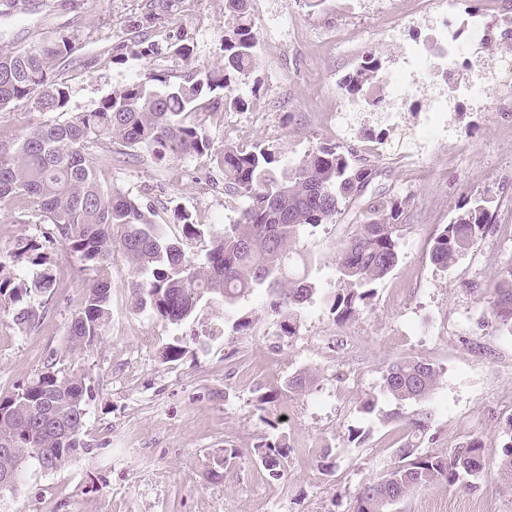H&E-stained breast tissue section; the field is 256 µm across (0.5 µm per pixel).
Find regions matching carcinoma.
Returning a JSON list of instances; mask_svg holds the SVG:
<instances>
[{
	"mask_svg": "<svg viewBox=\"0 0 512 512\" xmlns=\"http://www.w3.org/2000/svg\"><path fill=\"white\" fill-rule=\"evenodd\" d=\"M187 11V0H145L140 12L126 21L128 38L114 44L110 61L122 65L129 57L169 55L188 61L194 45L188 33L163 44L155 31ZM224 61L199 69L190 81L155 78L157 84L132 82L103 98L91 111L68 110L70 87L57 78L56 63L74 53L77 38L64 31L26 46L0 51V110L19 104L62 120L47 121L23 136H0V202L16 206L25 220V203L39 207L46 230L41 237L18 244L15 257L29 265L16 273L0 262V309L13 324L27 330L44 318L67 281L53 256L61 252L75 271L90 275L81 305L69 318L71 348H87L104 336L111 318L114 253L128 267L134 309L180 327L197 316L201 304L222 303L229 335L252 330L253 315L239 301L265 293L279 317L281 335H296L301 313L318 294L308 271H289L292 247L300 229L332 224L348 205H363V220L337 246L336 272L343 287L324 297L336 322L344 323L366 310L375 285L397 266L404 228L405 202L399 197L370 200L364 184L378 168L351 147L324 143L286 168L274 146L240 145L227 141L213 154L211 137L191 120L201 109L243 111L248 104L241 89L252 79L258 36L248 0H225ZM382 64L365 54L342 82L345 91L369 98L379 82ZM104 151V165L92 160ZM216 156L224 175V191L243 199L237 219L216 229L196 222L191 211L173 210L180 234L170 237L157 213L101 180V167L122 166L147 158L170 168L187 156ZM494 198L468 193L459 212L433 238L431 263L446 271L455 259L478 248L492 222ZM204 244L201 262L186 254L190 244ZM495 322L512 330V268L503 272L492 307ZM187 343L167 344L162 357L177 362ZM52 353L43 369L12 391L0 394V473L21 460L48 458L56 471L78 455L91 452L86 440L87 406L92 390L85 376L57 367ZM440 371L419 359L400 358L383 375V395L396 408L381 415L400 421L407 439L394 451L395 462L378 479L359 488L354 512H389L421 487L445 484L469 493L485 464V446L472 439L445 455L421 454L418 442L429 432L428 410L407 416L401 406L426 402ZM289 448L283 441L256 446V462L272 479L283 476Z\"/></svg>",
	"mask_w": 512,
	"mask_h": 512,
	"instance_id": "obj_1",
	"label": "carcinoma"
}]
</instances>
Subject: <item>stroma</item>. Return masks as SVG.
I'll use <instances>...</instances> for the list:
<instances>
[{"label": "stroma", "instance_id": "1", "mask_svg": "<svg viewBox=\"0 0 512 512\" xmlns=\"http://www.w3.org/2000/svg\"><path fill=\"white\" fill-rule=\"evenodd\" d=\"M140 0H36L30 14H0V49L24 46L54 30L78 34L80 45L57 65L71 88L69 109L85 112L113 90L154 74L188 75L191 67H210L224 55V0H191L179 24L161 28L158 40L187 29L194 42V64L165 55L129 58L115 66L112 43L124 37V20ZM403 18L386 32V0H323L318 9L303 0H250L259 40L253 88L244 89L243 112L202 114L215 149L225 141L269 144L285 164L324 143L356 146L376 165L373 193H394L407 202V226L400 239L401 260L377 286L370 308L337 324L322 303L307 305L293 338L280 334L279 318L268 299L257 294L243 301L254 315L249 335L225 341L213 335L221 326V305H204L193 324L203 334L177 362L161 357L179 332L133 311L128 272L114 255L112 315L100 343L69 353L67 324L83 296L79 284L61 289L45 317L31 330L13 326L0 313V393L12 391L40 370L51 352L81 369L93 390L86 419L90 454L67 467L26 477L15 492L0 493V512H353L357 488L390 467L405 435L399 424L367 415L365 399L391 410L381 396L383 374L392 361L411 357L433 363L440 377L426 405L431 429L419 445L423 453H447L474 438L485 446L487 464L475 497L485 512H512V486L496 462L512 444V332L490 315L503 271L512 268V79L484 83L482 70L512 54L503 18L512 17V0L483 13L482 0H456L457 22L479 12L490 27L484 42L467 46L469 66L458 79L481 86L480 99L455 92L440 78L436 61L416 73L404 103L383 97L380 104L353 98L341 87L361 57L374 52L384 76L403 65L406 51H429L444 29L445 11L434 7L425 18L414 0H398ZM350 33L349 42L326 41L335 22ZM349 103L351 111L336 107ZM445 109L431 117L435 103ZM341 115L342 135L330 129ZM282 135H272V128ZM420 148L415 179L393 164L400 148ZM103 182L142 204L156 207L169 234L175 207L192 211L198 223H233L243 204L224 193L216 165L207 157H186L174 171L141 161L105 171ZM495 199L492 228L473 252L460 256L448 271L430 261L437 229L457 214L467 192ZM28 222L8 221L11 205L0 203V261L10 262L17 241L40 237ZM346 222L304 228L295 246L311 256L308 270L323 292L339 287L336 243ZM309 372L313 383L288 392L290 377ZM263 393L274 394L260 404ZM362 428L352 441L349 430ZM282 439L291 452L281 479L268 477L252 460L256 445ZM241 458L234 469L218 471L225 449ZM329 454L332 472L318 461ZM465 494L445 485L414 490L396 512H459Z\"/></svg>", "mask_w": 512, "mask_h": 512}]
</instances>
